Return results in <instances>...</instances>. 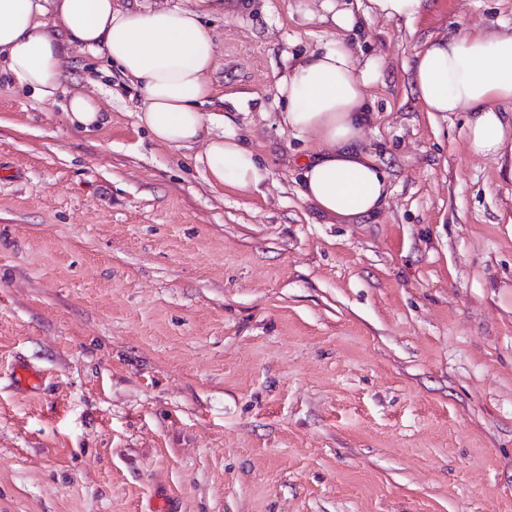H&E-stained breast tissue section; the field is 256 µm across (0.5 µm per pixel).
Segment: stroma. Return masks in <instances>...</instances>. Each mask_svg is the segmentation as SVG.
Listing matches in <instances>:
<instances>
[{
	"mask_svg": "<svg viewBox=\"0 0 512 512\" xmlns=\"http://www.w3.org/2000/svg\"><path fill=\"white\" fill-rule=\"evenodd\" d=\"M226 0L211 111L269 172L211 188L154 143L104 58L56 102L0 74V512H512V174L409 80L428 39L512 28V0L414 24ZM346 40L381 59L364 146L388 176L352 223L301 194L313 140L277 83ZM109 122L72 129L67 94Z\"/></svg>",
	"mask_w": 512,
	"mask_h": 512,
	"instance_id": "obj_1",
	"label": "stroma"
}]
</instances>
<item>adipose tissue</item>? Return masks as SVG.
<instances>
[{
  "mask_svg": "<svg viewBox=\"0 0 512 512\" xmlns=\"http://www.w3.org/2000/svg\"><path fill=\"white\" fill-rule=\"evenodd\" d=\"M223 0L193 7L129 8L118 0H0V65L42 101L54 100L73 49L105 57L137 84L136 113L151 139L174 149L195 148V165L213 187L257 191L269 173L236 134L221 132L224 116L206 111L216 42L203 15ZM411 85L428 112H469L465 139L476 156H499L512 141V32H479L429 40L409 67ZM382 62L358 63L335 40L295 64L278 84L287 105L279 125L297 138H315L299 158L303 198L343 221L372 213L388 181L363 145L371 120L367 98Z\"/></svg>",
  "mask_w": 512,
  "mask_h": 512,
  "instance_id": "ef3b65f1",
  "label": "adipose tissue"
}]
</instances>
